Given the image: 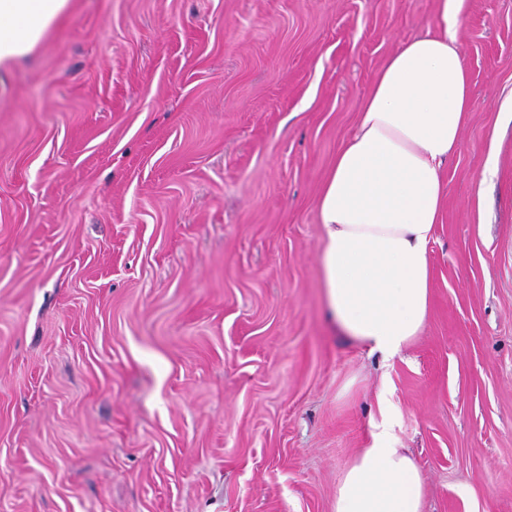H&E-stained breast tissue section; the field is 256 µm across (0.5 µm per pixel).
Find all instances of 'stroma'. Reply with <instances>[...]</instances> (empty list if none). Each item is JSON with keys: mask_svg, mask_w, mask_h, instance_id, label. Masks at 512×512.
Returning a JSON list of instances; mask_svg holds the SVG:
<instances>
[{"mask_svg": "<svg viewBox=\"0 0 512 512\" xmlns=\"http://www.w3.org/2000/svg\"><path fill=\"white\" fill-rule=\"evenodd\" d=\"M0 74V512H333L387 428L424 512H512V0H464L473 110L424 331L334 332L320 187L438 0H72Z\"/></svg>", "mask_w": 512, "mask_h": 512, "instance_id": "obj_1", "label": "stroma"}]
</instances>
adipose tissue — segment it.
Wrapping results in <instances>:
<instances>
[{"mask_svg":"<svg viewBox=\"0 0 512 512\" xmlns=\"http://www.w3.org/2000/svg\"><path fill=\"white\" fill-rule=\"evenodd\" d=\"M463 2L440 0L436 25L388 57L319 195L331 316L344 338L387 360L420 335L429 314L441 169L472 110L457 39ZM70 10L71 0H0V68L32 54ZM422 505L413 458L380 431L342 472L334 512H422Z\"/></svg>","mask_w":512,"mask_h":512,"instance_id":"adipose-tissue-1","label":"adipose tissue"}]
</instances>
